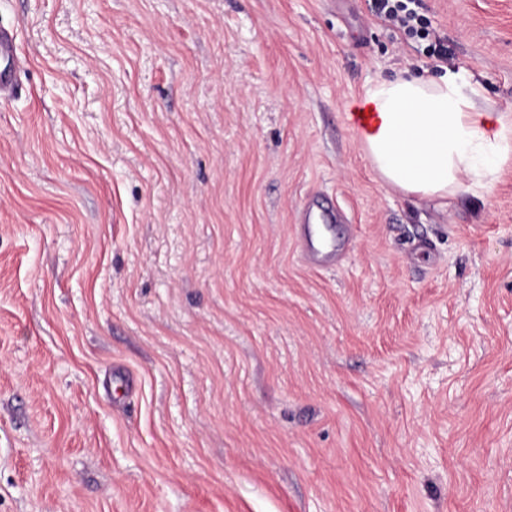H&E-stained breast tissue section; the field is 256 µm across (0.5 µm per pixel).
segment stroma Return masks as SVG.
I'll use <instances>...</instances> for the list:
<instances>
[{
  "label": "stroma",
  "mask_w": 512,
  "mask_h": 512,
  "mask_svg": "<svg viewBox=\"0 0 512 512\" xmlns=\"http://www.w3.org/2000/svg\"><path fill=\"white\" fill-rule=\"evenodd\" d=\"M415 8L447 64L369 0H0V512H512V160L422 201L349 119L512 116V0ZM15 59L14 34L9 29L0 27V97L6 96L12 88ZM298 237L303 254L308 262L314 265H334L338 252L347 248V246H343L336 250V245L319 240L315 236L311 224H300Z\"/></svg>",
  "instance_id": "35a3bbf8"
}]
</instances>
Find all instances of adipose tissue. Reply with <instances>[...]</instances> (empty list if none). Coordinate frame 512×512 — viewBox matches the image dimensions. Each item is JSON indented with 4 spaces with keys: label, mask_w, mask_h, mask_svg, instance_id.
I'll use <instances>...</instances> for the list:
<instances>
[{
    "label": "adipose tissue",
    "mask_w": 512,
    "mask_h": 512,
    "mask_svg": "<svg viewBox=\"0 0 512 512\" xmlns=\"http://www.w3.org/2000/svg\"><path fill=\"white\" fill-rule=\"evenodd\" d=\"M478 86L448 73L404 74L353 101L361 141L383 181L421 199L486 190L512 157V118L482 112Z\"/></svg>",
    "instance_id": "1"
}]
</instances>
